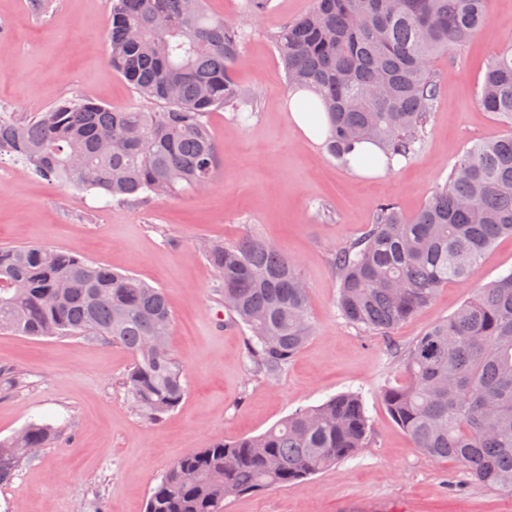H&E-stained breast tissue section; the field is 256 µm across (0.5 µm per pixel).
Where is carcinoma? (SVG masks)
<instances>
[{
  "label": "carcinoma",
  "mask_w": 512,
  "mask_h": 512,
  "mask_svg": "<svg viewBox=\"0 0 512 512\" xmlns=\"http://www.w3.org/2000/svg\"><path fill=\"white\" fill-rule=\"evenodd\" d=\"M270 0H243L240 16L266 21ZM207 0H112V68L138 94L134 108L75 96L21 122L0 113V154L36 176L122 201L179 198L209 189L222 149L208 118L248 119L253 95L233 78L243 24L207 12ZM488 0H312L269 30L288 87L325 104L328 152L370 141L410 159L439 100L435 54H451L488 22ZM479 104L507 133L466 149L448 180L412 217L380 205L358 240L336 251L337 307L382 336L427 306L439 288L478 276L485 252L512 237V40L488 62ZM224 310L244 324L250 370L276 376L311 336L297 263L254 236L208 246ZM163 289L95 265L76 251L0 246V330L81 336L122 348L131 406L159 422L181 403L185 374L170 346ZM403 383L380 399L414 447L456 461L480 484L512 494V271L480 288L399 352ZM59 428L30 423L0 440V486L10 484ZM371 426L362 398L338 394L254 437L216 440L175 459L145 512H224V501L287 488L352 458Z\"/></svg>",
  "instance_id": "obj_1"
}]
</instances>
